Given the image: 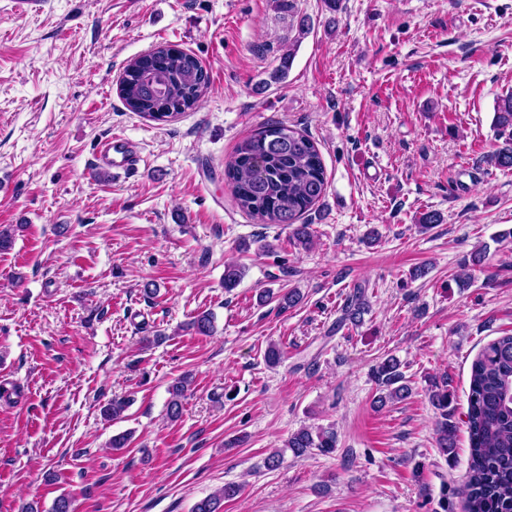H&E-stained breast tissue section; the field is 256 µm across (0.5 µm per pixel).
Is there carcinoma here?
<instances>
[{"mask_svg":"<svg viewBox=\"0 0 512 512\" xmlns=\"http://www.w3.org/2000/svg\"><path fill=\"white\" fill-rule=\"evenodd\" d=\"M158 57L143 56L131 62L120 82L119 93L127 107L144 117L155 118L168 103L181 115L194 109L208 89L210 77L200 61L184 51L172 53L159 47ZM163 66L167 99L160 100L151 90L150 80L141 69ZM494 124L508 138L491 157L501 168H512V94L496 103ZM226 176L239 207L263 224H283L289 238L306 249L313 241V228L301 224V217L324 197L326 177L315 142L307 135L283 124L268 125L244 139L236 147V156L227 165ZM244 276L235 262L224 266V288L232 290ZM366 308L365 291L357 287L342 308V321L356 325ZM394 357L376 366L373 377L381 394L380 405L406 398L411 386ZM190 384L183 376L169 389L167 414L180 417L182 400ZM431 404L441 410L438 423V448L453 454L455 428L448 422V385H430ZM471 462L466 483L467 512H512V335L488 343L472 363L468 396ZM336 431L331 428H302L292 434L285 447L296 458L316 449L329 454L336 448ZM240 487L228 483L196 503L193 512H223L224 500L232 499Z\"/></svg>","mask_w":512,"mask_h":512,"instance_id":"obj_1","label":"carcinoma"}]
</instances>
